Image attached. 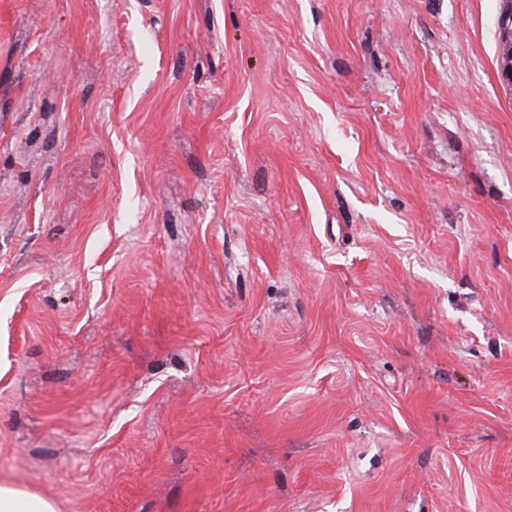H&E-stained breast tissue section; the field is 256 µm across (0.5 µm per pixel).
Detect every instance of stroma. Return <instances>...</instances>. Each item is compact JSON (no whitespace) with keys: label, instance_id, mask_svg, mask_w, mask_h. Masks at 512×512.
<instances>
[{"label":"stroma","instance_id":"stroma-1","mask_svg":"<svg viewBox=\"0 0 512 512\" xmlns=\"http://www.w3.org/2000/svg\"><path fill=\"white\" fill-rule=\"evenodd\" d=\"M502 7L0 0V479L512 512Z\"/></svg>","mask_w":512,"mask_h":512}]
</instances>
